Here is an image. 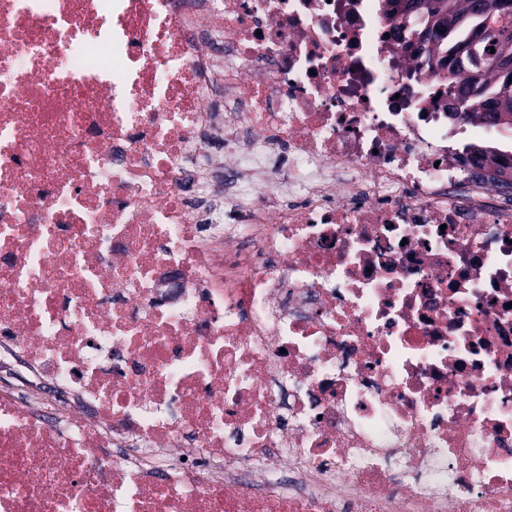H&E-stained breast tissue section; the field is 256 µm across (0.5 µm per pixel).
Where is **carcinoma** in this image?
Instances as JSON below:
<instances>
[{"instance_id":"carcinoma-1","label":"carcinoma","mask_w":512,"mask_h":512,"mask_svg":"<svg viewBox=\"0 0 512 512\" xmlns=\"http://www.w3.org/2000/svg\"><path fill=\"white\" fill-rule=\"evenodd\" d=\"M398 0H388L391 13L403 17L402 28L412 36L420 30L415 14L397 8ZM426 10V23L437 34L428 50L427 64L448 67V94L459 100V111L468 116H491L512 126V111L495 106L503 87L495 78L493 57L507 47L512 51V15L500 16L477 7L478 0H433ZM489 32L480 48L477 64L465 69L455 66L456 54L466 47L472 28Z\"/></svg>"}]
</instances>
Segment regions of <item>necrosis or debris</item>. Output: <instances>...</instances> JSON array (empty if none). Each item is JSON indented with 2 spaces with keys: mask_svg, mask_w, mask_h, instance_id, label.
Returning a JSON list of instances; mask_svg holds the SVG:
<instances>
[{
  "mask_svg": "<svg viewBox=\"0 0 512 512\" xmlns=\"http://www.w3.org/2000/svg\"><path fill=\"white\" fill-rule=\"evenodd\" d=\"M385 0H0V512H512V146Z\"/></svg>",
  "mask_w": 512,
  "mask_h": 512,
  "instance_id": "4bbe7bcc",
  "label": "necrosis or debris"
}]
</instances>
